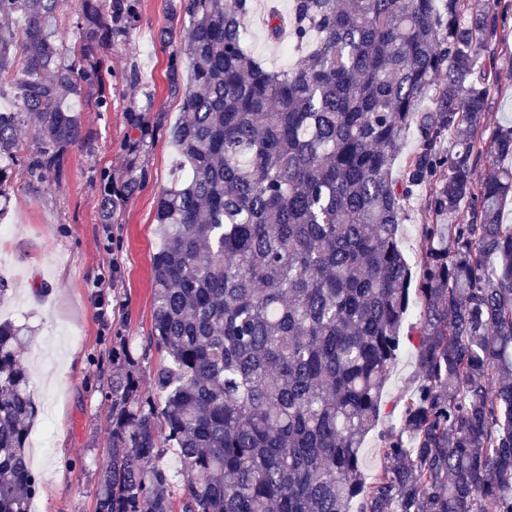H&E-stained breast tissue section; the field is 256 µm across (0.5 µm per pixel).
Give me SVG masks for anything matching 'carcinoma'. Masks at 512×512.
<instances>
[{"label":"carcinoma","mask_w":512,"mask_h":512,"mask_svg":"<svg viewBox=\"0 0 512 512\" xmlns=\"http://www.w3.org/2000/svg\"><path fill=\"white\" fill-rule=\"evenodd\" d=\"M67 0H0V204L14 178L41 183L92 149L72 107L112 111V70L140 0H81L66 59ZM507 0H289L267 37L301 54L269 69L245 47L250 0H168L158 40L171 137L188 176L155 222L150 341L141 360L112 337V448L96 512H512V125L486 121ZM190 67L191 80L184 79ZM432 95L433 108L419 109ZM124 172L99 178L101 217L147 179L141 157L164 124L151 93L125 110ZM33 128V142L19 132ZM456 141L442 154L445 133ZM419 147L401 157L406 137ZM485 157L488 172L476 161ZM428 189L419 279L402 252L403 201ZM419 318L402 334L410 296ZM30 330L0 323V512H30L41 477L25 445L37 416L20 352ZM420 385L379 432L386 465L367 484L362 445L404 341ZM170 448L182 482L162 464ZM79 10L80 0H68V5L58 18L57 38L64 47L73 46L78 38L76 19Z\"/></svg>","instance_id":"cac0c4a2"}]
</instances>
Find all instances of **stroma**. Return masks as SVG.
I'll return each instance as SVG.
<instances>
[{"label": "stroma", "mask_w": 512, "mask_h": 512, "mask_svg": "<svg viewBox=\"0 0 512 512\" xmlns=\"http://www.w3.org/2000/svg\"><path fill=\"white\" fill-rule=\"evenodd\" d=\"M287 13L288 0H253L246 20V48L270 68L296 65L285 54L287 38H266L264 20L270 7ZM167 0H141L140 21L126 52L112 58L114 71L136 64L140 83L112 96V109L85 106L81 116L95 137L93 152L73 149L61 175L46 182L17 181L0 222L12 225L0 239V320L28 326L32 339L21 351L42 428L52 415L54 446L44 450L35 439L27 448L41 477L33 501L36 512H95L94 471L108 460L112 427L100 388L110 382L111 338L129 336L143 356L142 382L154 394L153 371L162 359L151 349L152 259L162 240L154 221L157 200L180 177L178 153L169 129L180 118L178 102L167 95L164 73L168 52L156 35L164 22ZM152 93L155 108L165 110L166 125L156 132L142 161L150 177L121 206L117 223L100 221L96 169L120 173L125 166L122 141L124 111L130 100ZM426 188L404 202L407 219L400 226L402 250L417 265L425 222ZM418 385L416 356L404 346L387 381L383 402L401 405Z\"/></svg>", "instance_id": "35a3bbf8"}]
</instances>
